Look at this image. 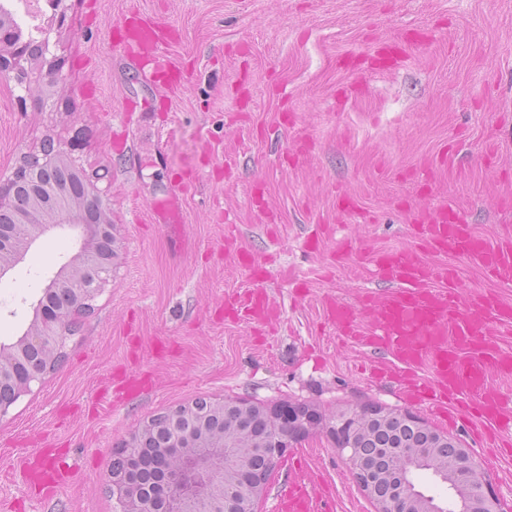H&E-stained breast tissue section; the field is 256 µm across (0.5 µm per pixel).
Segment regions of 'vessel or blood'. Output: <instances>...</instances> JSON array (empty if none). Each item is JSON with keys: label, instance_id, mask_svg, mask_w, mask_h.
I'll list each match as a JSON object with an SVG mask.
<instances>
[{"label": "vessel or blood", "instance_id": "1", "mask_svg": "<svg viewBox=\"0 0 512 512\" xmlns=\"http://www.w3.org/2000/svg\"><path fill=\"white\" fill-rule=\"evenodd\" d=\"M113 29L120 45L149 63L154 84L178 89L185 72L168 58L170 44L164 27L137 9L124 10ZM402 50L376 51L371 71L401 68ZM183 202L171 195L156 207V220H182ZM418 246L368 252L366 261L376 274L394 282V289L368 292L356 302L335 298L322 302L325 322L338 340L359 339L363 346L389 354V361L373 362L374 378L394 383L404 397L428 403L434 413H462L486 434L503 439L512 432V398L499 380L512 378V301L483 288L461 293L453 271L442 256L457 253L489 280L512 284V226L503 227L496 242L472 231L453 209L442 204L415 218ZM278 309L263 288L238 290L224 297V317L232 322L267 323ZM145 387L142 375L132 373L112 389L113 401H122ZM30 483L46 493L65 487L71 469L46 466L41 451L19 460ZM330 484L318 481L308 462L291 469V476L274 499L272 512H335Z\"/></svg>", "mask_w": 512, "mask_h": 512}]
</instances>
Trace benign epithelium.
<instances>
[{
    "mask_svg": "<svg viewBox=\"0 0 512 512\" xmlns=\"http://www.w3.org/2000/svg\"><path fill=\"white\" fill-rule=\"evenodd\" d=\"M66 20L65 0H56L54 29L43 33L41 53L36 57L29 54L23 42L7 39L0 33V78L15 83L23 91L17 96L20 105H26L35 91L40 92L42 100L53 95L47 75L62 79L63 58L56 54L59 41L51 40V33L61 31ZM21 157L28 160L27 166L19 165L9 174L0 173V215L12 218V223L0 225V281L9 276L45 234L68 231L79 241V248L34 305V319L28 330L14 343H0V418L31 391L32 384L42 382L52 373V366L60 364L74 307L92 308L103 287L112 281L117 265L116 258L99 247L105 240L118 241V236L108 219L110 207L104 204L97 181L87 175L68 151L48 148L40 154L25 152ZM42 170H56L61 177L49 182L34 180L30 183L27 205L19 206L18 183ZM73 173L84 186L83 199H93L99 206V219L92 224L82 219L84 207L72 190ZM226 407L237 408L246 416L253 413L255 403L246 398L226 397L211 401L216 412L222 413ZM356 412L357 424L350 428L335 417H299L298 430L276 439L269 449L273 464L288 454L299 437L319 430L336 444L363 491L374 499L375 512H444L440 501L416 489L415 474L421 469L450 486L456 494V512H504L502 501L480 464L459 440L405 409L361 406ZM167 417L175 424L170 449L179 461L177 467L168 470L167 485L177 488V492L161 501L141 489L130 472L112 470L106 481L120 512H224L228 505L234 512H256V505L266 492L269 473H257L247 481L242 475L249 469L257 446L265 441L242 426L230 428L225 434L207 430L192 403L171 407ZM395 417L403 424L422 427L427 434L426 443L418 448L406 444L388 448L395 465L388 472L366 468L356 448V430L370 433ZM150 425L147 420L134 431L120 449L121 454L136 456ZM447 447L452 452L445 456L441 449ZM379 484L395 487L394 496L386 501L376 498L375 488Z\"/></svg>",
    "mask_w": 512,
    "mask_h": 512,
    "instance_id": "1",
    "label": "benign epithelium"
}]
</instances>
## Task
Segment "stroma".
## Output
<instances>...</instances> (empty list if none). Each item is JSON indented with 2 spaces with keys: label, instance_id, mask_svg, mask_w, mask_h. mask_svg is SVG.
Segmentation results:
<instances>
[{
  "label": "stroma",
  "instance_id": "stroma-1",
  "mask_svg": "<svg viewBox=\"0 0 512 512\" xmlns=\"http://www.w3.org/2000/svg\"><path fill=\"white\" fill-rule=\"evenodd\" d=\"M128 0H67L61 54L65 78L51 99L19 108L0 80V170L48 139L71 144L111 199L121 240L117 271L66 343L67 357L0 419V472L15 454L55 448L74 477L59 493L29 498L22 479L0 482L12 512H118L105 483L112 452L144 421L199 397H244L320 411L373 403L412 408L457 437L512 506V457L491 459L475 427H451L395 387L369 376L373 352L336 342L322 300L350 302L388 289L370 277L373 249L413 242L411 211L442 203L496 241L512 210V0H138L144 15L176 31L168 49L187 71L176 91L145 80L112 34ZM424 26L430 40L402 68L357 73L337 58L365 52ZM311 155H287L298 131ZM451 151L454 164L435 159ZM196 173L183 221L152 223V206L175 171ZM260 188L276 217L250 201ZM355 197L370 222L340 221L336 196ZM266 267L280 323L259 329L222 322L226 292L250 287L224 253V226ZM331 240L308 251L316 225ZM351 244L342 264L331 253ZM77 251L64 232L42 236L0 281V342L22 336L33 305ZM150 385L119 405L102 385L124 371ZM291 457H307L333 483L336 512H375L344 457L320 434Z\"/></svg>",
  "mask_w": 512,
  "mask_h": 512
}]
</instances>
